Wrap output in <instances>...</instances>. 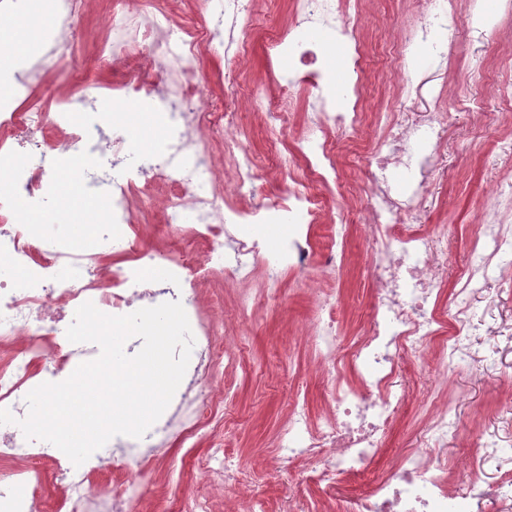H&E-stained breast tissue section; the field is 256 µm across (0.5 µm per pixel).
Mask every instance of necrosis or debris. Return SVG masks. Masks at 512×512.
I'll return each instance as SVG.
<instances>
[{"label": "necrosis or debris", "instance_id": "1", "mask_svg": "<svg viewBox=\"0 0 512 512\" xmlns=\"http://www.w3.org/2000/svg\"><path fill=\"white\" fill-rule=\"evenodd\" d=\"M360 0H296L297 19L263 36L268 57L291 54L281 88L309 91L306 130L298 138L305 173L291 177L271 195L252 193L259 160L239 137L243 109L263 117L269 130L286 133L280 102L265 89L248 98L224 95L215 105L209 76L201 68V48H223L230 66L248 51L255 30L247 0H206L209 22L186 21L184 37L172 43L165 24L170 13H145L131 0H120L110 16L112 39L104 44L113 63H142L112 85L107 96L88 95L81 102L58 99L53 110L26 106L45 73L74 56V32L84 17L85 0H55L56 22L39 57L18 56L0 65V409L15 418L28 413L26 395L71 363L84 361L93 343H73L58 336L59 323L85 302L109 315H126L138 306L181 302L194 337L192 361L183 392L170 414L143 437L112 438V459L126 474L105 488L93 484L90 462L61 460L48 442L25 439L14 425L0 428V458L15 466L0 475V512H41V487L53 471L63 487L55 512H137L145 499L154 465L175 442L188 443L209 433L210 448L193 458V468L211 486L234 485L244 494L243 512H267L264 486L254 470L228 452L214 425L224 404L213 382L241 361L236 346L224 342L219 310L205 306L200 288L215 270L241 284L240 320H247L262 299L281 291L284 271L320 272L332 277L344 266L351 230H359L370 248L374 303L358 336L340 342L338 307L327 291L316 289L317 314L305 327L316 354V374L329 388V411L314 421L295 405L284 428L286 440L266 462L268 470L302 478L314 492L282 500L279 512H473L478 501L512 512V454L504 453L493 433L467 459L463 474L450 481L448 460L438 450L460 425L447 404L433 399L420 430V445L384 475L374 477L359 495L342 498L343 479L370 471L392 430L410 390L405 362L433 347L441 367L474 360L473 336L512 335V322L500 320L479 329L471 308L489 282L512 284V268L500 260L512 253V188L488 194L481 219L469 241V262L455 279L453 312L444 315L441 291L448 284L439 252L447 251L442 234L424 224L432 197L431 173L441 163V144L450 115L436 108L409 116L370 112L365 106V52L355 15ZM473 31L492 26L483 0H424L418 22L403 30L393 66L405 71L412 49L427 46L440 66L455 58L459 13ZM305 27L330 30L349 49L343 62L344 102H337L319 66L320 49L300 36ZM157 111L165 136L157 150L140 151L123 124L129 109ZM67 157L83 167L80 190H104L109 207L103 223L75 235L65 224L38 219L51 191L47 161ZM377 167L405 172L399 190L369 179L356 196L354 172L361 158ZM228 162V188L203 191L220 162ZM164 180L169 194L152 201L166 229L167 248L154 243L140 224L130 199L136 178ZM336 198V216L325 219V201ZM323 224L325 235L311 230ZM255 224H295L299 233L264 245L252 235ZM118 256L121 266L106 265ZM164 268V286L142 277L154 265Z\"/></svg>", "mask_w": 512, "mask_h": 512}]
</instances>
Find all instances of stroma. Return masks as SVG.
<instances>
[{
    "mask_svg": "<svg viewBox=\"0 0 512 512\" xmlns=\"http://www.w3.org/2000/svg\"><path fill=\"white\" fill-rule=\"evenodd\" d=\"M100 2L89 0V12L76 30L71 65L49 71L43 83L33 89L30 105L48 108L61 97L76 100L87 95L93 86L100 94H108L119 74L99 53L111 36ZM421 10L422 0H364L357 29L368 53L366 92L371 111L390 109L400 97L402 82H418L425 72L433 71L437 74L433 93L443 110L451 113L456 128H465L470 112L477 107H485L493 114L481 132L464 140L450 137L445 169L434 179V199L426 222L448 228L445 265L448 277L453 278L468 263L470 226L481 216L487 189L512 174V155L502 150L504 142L512 140V128L499 118L500 113L512 112V97H490L497 86L512 83V16L501 17L494 36L483 39L475 33H462L452 68L437 70L435 62L427 59L422 69L407 71L399 80H385L397 32L417 18ZM53 25L50 19L40 25L24 15L14 17L0 25V32L7 36L4 48L36 54L43 34L50 32ZM286 66L283 58L269 62L261 38H253L240 71L239 94L248 95L258 84L275 92L279 72ZM304 112L300 103L289 112L292 133L288 136L269 132L252 114H244L242 142L260 155L272 154L285 162L284 169L260 173L256 182L258 194L277 191L286 173L298 174L304 168L292 137L304 125ZM74 182V177L66 173H54V191L45 205L76 226L99 216L104 207L98 201L76 195ZM305 281V276L297 272L283 273L280 299L259 306L251 324L235 338L241 365L222 376L223 384L231 388L222 420L225 443L247 466L255 465L276 448L292 404H305L319 415L327 402L326 390L309 363V347L302 331L316 308ZM368 283L366 243L355 238L339 281L326 284L344 306L339 327L341 340L355 336L366 319L373 301ZM403 374L416 391L404 406L376 463L377 469H384L399 453L414 448L425 419L426 403L437 396L447 397L460 419L462 434L449 441V459L479 451L480 437L486 429L495 428L504 435L512 433V389L507 386L512 379V352L504 353L495 366L485 371L475 370L466 361L445 371L428 350L407 362ZM205 447L201 440L192 449L179 444L169 449L166 458L156 464V494L147 498L144 512H187L193 501L204 494L205 488L192 470L190 459Z\"/></svg>",
    "mask_w": 512,
    "mask_h": 512,
    "instance_id": "35a3bbf8",
    "label": "stroma"
}]
</instances>
